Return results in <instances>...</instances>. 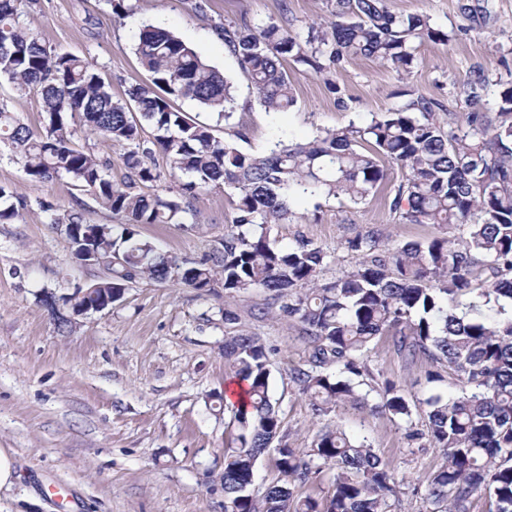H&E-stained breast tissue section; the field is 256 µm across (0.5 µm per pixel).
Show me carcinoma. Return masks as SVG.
I'll return each instance as SVG.
<instances>
[{"instance_id": "obj_1", "label": "carcinoma", "mask_w": 512, "mask_h": 512, "mask_svg": "<svg viewBox=\"0 0 512 512\" xmlns=\"http://www.w3.org/2000/svg\"><path fill=\"white\" fill-rule=\"evenodd\" d=\"M22 0H0V86L41 100L42 126L34 129L0 101V141L7 142L26 176L68 177L103 208L124 219L98 225L95 285L121 295L141 280H172L197 290L224 288L235 295L259 288L267 302L256 319L279 314L295 323L305 345L304 364L290 377L318 415L341 406L375 408L405 423L416 404L394 381L364 383L361 357L384 336L412 363L431 361L448 370L461 393L425 401L423 435L440 456L427 479L433 512H472L487 495L496 512H512V87L500 93L498 112H468L464 120L436 99L418 97L403 107L325 131L307 143H274L265 155L243 152L239 131L220 137L214 126L173 107L188 99L229 120L241 105L233 83L196 50L162 27L145 25L133 48L150 82L113 99L104 79L85 59L52 49L20 21ZM464 29L492 23L488 0L457 4ZM331 19L306 39L269 23L215 26L229 52L249 75L253 94L268 113L295 103L289 59L329 73L352 57L413 72L419 48L445 43L448 35L423 15H396L385 0H330ZM484 74L467 80L465 102L478 104ZM88 134L124 148L126 175L112 180L110 162L74 142L69 118ZM166 157L169 177L179 183L169 197L141 186L160 180L155 153ZM406 172L390 209L411 224L462 226L458 236L412 242L392 250L388 235L369 229L347 241L358 261L349 271L323 278L332 256L303 239L277 248L273 226L297 219L296 196H343L353 202L377 193L385 164ZM222 185L235 197L233 229L203 259L186 266L140 236L141 224L200 223L190 197ZM26 207L0 185V224ZM121 262H112V255ZM469 297L465 302L462 297ZM224 360L246 382L242 402L232 406L233 431L225 439L224 512H393V474L365 438L337 424L315 435L301 456L277 448L281 478L259 492L258 459L280 440L282 421L269 395V355L264 341L247 330L224 337ZM368 391L362 392L361 385ZM328 466L336 477L326 499L302 497L296 488Z\"/></svg>"}]
</instances>
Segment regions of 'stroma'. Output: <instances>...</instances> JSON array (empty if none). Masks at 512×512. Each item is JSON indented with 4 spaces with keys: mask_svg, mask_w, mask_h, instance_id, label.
<instances>
[{
    "mask_svg": "<svg viewBox=\"0 0 512 512\" xmlns=\"http://www.w3.org/2000/svg\"><path fill=\"white\" fill-rule=\"evenodd\" d=\"M202 10H195V3ZM131 11L117 17L110 0H31L21 19L54 50L85 58L104 78L114 98L124 97L149 74L132 50L147 24L163 27L231 77L240 100L251 99L250 81L214 31L220 22L276 23L307 33L328 16L326 0H125ZM494 22L486 31L463 30L456 0H386L395 14H422L447 33L448 43L423 44L412 74L401 78L386 65L350 59L332 74L287 62L296 102L269 114L260 105L217 123L219 136L243 130L238 145L260 154L275 141L304 143L317 131L370 120L423 96L463 113V84L481 70L487 85L478 111L497 109L499 94L512 86V0H490ZM403 172L388 165L383 190L365 201L312 196L292 201L297 219L273 227L276 246L302 238L334 258V277L357 258L347 242L369 228L390 236L391 247L454 235L455 227L409 224L390 209ZM0 185L28 200L22 219L0 224V448L14 452L20 478L0 491V512H63L57 488H65L74 512H224L217 474L224 467V437L231 415L224 387L231 372L224 361V309L235 310L238 328L260 336L269 351L271 395L279 407L283 441L306 452L314 435L342 424L367 437L398 484L395 512H431L427 478L440 457L410 428L423 425L422 410L411 423L367 407L345 406L315 415L290 378L302 346L288 318L262 321L249 315L267 295L254 289L227 298L223 288L203 292L172 281L143 279L112 307L80 318L68 333L57 331L37 296L42 290L69 293L98 280L102 272L75 261L54 220L79 210L99 224H119L67 177L31 180L8 145L0 143ZM199 225L142 224L140 236L181 262L200 260L229 230L235 211L223 188L197 191L191 200ZM367 369L401 384L409 400L453 396L459 386L431 382V362L411 363L388 343L363 357Z\"/></svg>",
    "mask_w": 512,
    "mask_h": 512,
    "instance_id": "1",
    "label": "stroma"
}]
</instances>
